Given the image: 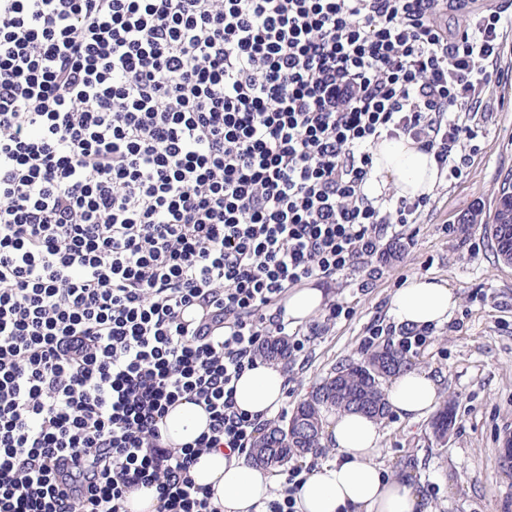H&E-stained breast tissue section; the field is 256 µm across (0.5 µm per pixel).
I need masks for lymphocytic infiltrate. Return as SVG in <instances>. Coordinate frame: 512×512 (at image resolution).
I'll list each match as a JSON object with an SVG mask.
<instances>
[{
  "label": "lymphocytic infiltrate",
  "instance_id": "lymphocytic-infiltrate-1",
  "mask_svg": "<svg viewBox=\"0 0 512 512\" xmlns=\"http://www.w3.org/2000/svg\"><path fill=\"white\" fill-rule=\"evenodd\" d=\"M511 38L469 0H0V512H217L190 469L252 448L235 383L287 290L431 201L369 198L375 145L462 180ZM209 415L204 407L185 397L169 409L160 424L163 442L173 447L193 444L207 431ZM156 497L155 488L140 486L127 495V506L132 512H156Z\"/></svg>",
  "mask_w": 512,
  "mask_h": 512
}]
</instances>
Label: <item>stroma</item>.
Segmentation results:
<instances>
[{
    "label": "stroma",
    "instance_id": "stroma-1",
    "mask_svg": "<svg viewBox=\"0 0 512 512\" xmlns=\"http://www.w3.org/2000/svg\"><path fill=\"white\" fill-rule=\"evenodd\" d=\"M478 145L467 177L435 188L399 258L323 283L328 304H346L353 314L316 328L289 325L308 342L282 367L288 414L339 366L365 357L367 330L390 324L391 294L406 278L446 281L458 305L415 363L439 378L442 400H456L455 424L441 439L431 416L389 415L375 457L389 475L417 486L431 512H512V468L502 462L512 442V265L498 258L482 225L461 223L474 209L492 211L498 190L512 180V85L488 101Z\"/></svg>",
    "mask_w": 512,
    "mask_h": 512
}]
</instances>
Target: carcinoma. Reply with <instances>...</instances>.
<instances>
[{
    "instance_id": "1",
    "label": "carcinoma",
    "mask_w": 512,
    "mask_h": 512,
    "mask_svg": "<svg viewBox=\"0 0 512 512\" xmlns=\"http://www.w3.org/2000/svg\"><path fill=\"white\" fill-rule=\"evenodd\" d=\"M464 224H483L485 231L494 242L496 249L512 245V225L501 223L499 212L492 217H483V211L473 210L463 218ZM415 365L403 356L393 345L370 354L360 363H349L301 401L293 411L291 419L304 420L305 430H288L287 425L272 423L254 441L250 451L253 464L273 468L288 462L293 456L308 454L322 447L324 436L323 420L328 412L356 410L375 419L387 415L382 381L395 376ZM456 419V402L451 400L443 405L432 421V428L438 437L447 435Z\"/></svg>"
}]
</instances>
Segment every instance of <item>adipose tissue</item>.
<instances>
[{
  "mask_svg": "<svg viewBox=\"0 0 512 512\" xmlns=\"http://www.w3.org/2000/svg\"><path fill=\"white\" fill-rule=\"evenodd\" d=\"M373 156V177L365 186L369 197L391 190L414 199L432 193L440 181L433 155L409 137L382 139ZM325 300L324 290L314 286L291 289L283 302L284 317L295 324L311 321L323 310ZM457 304L447 282L418 276L405 279L389 302L395 320L419 328L443 325ZM286 391L281 367L260 362L238 379L235 404L265 420L278 411ZM384 393L390 412L416 420L436 407L439 383L430 373L411 369L390 378ZM208 424L203 406L184 398L163 419L162 439L174 447L191 444ZM326 433L334 456L305 475L295 495L296 512H420L422 500L416 488L390 477L375 461L381 440L376 419L341 411L331 417ZM190 474L197 485L210 490L218 512H264L271 498L269 471L221 448L199 454Z\"/></svg>",
  "mask_w": 512,
  "mask_h": 512,
  "instance_id": "obj_1",
  "label": "adipose tissue"
}]
</instances>
